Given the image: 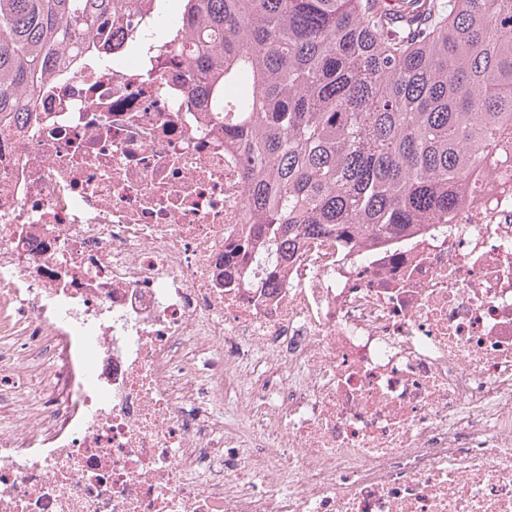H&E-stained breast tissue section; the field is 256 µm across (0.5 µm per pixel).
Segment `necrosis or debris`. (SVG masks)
<instances>
[{"label":"necrosis or debris","instance_id":"1","mask_svg":"<svg viewBox=\"0 0 512 512\" xmlns=\"http://www.w3.org/2000/svg\"><path fill=\"white\" fill-rule=\"evenodd\" d=\"M140 2L0 124V308L57 357L0 426V512H512V172L279 259Z\"/></svg>","mask_w":512,"mask_h":512}]
</instances>
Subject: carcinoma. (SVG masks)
<instances>
[{
	"label": "carcinoma",
	"mask_w": 512,
	"mask_h": 512,
	"mask_svg": "<svg viewBox=\"0 0 512 512\" xmlns=\"http://www.w3.org/2000/svg\"><path fill=\"white\" fill-rule=\"evenodd\" d=\"M135 0H0V119ZM170 54L224 105L247 215L283 258L308 236L449 224L512 170V0H181Z\"/></svg>",
	"instance_id": "1"
}]
</instances>
